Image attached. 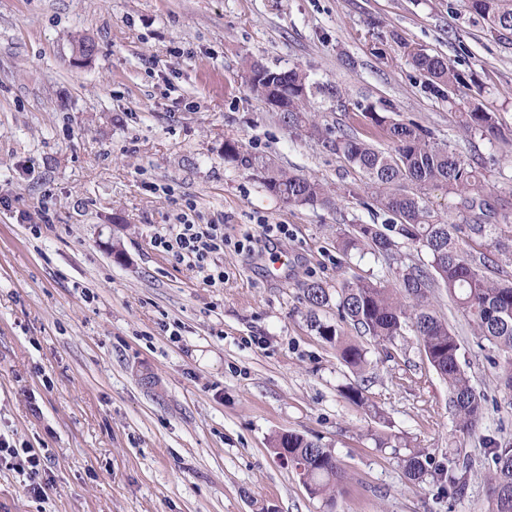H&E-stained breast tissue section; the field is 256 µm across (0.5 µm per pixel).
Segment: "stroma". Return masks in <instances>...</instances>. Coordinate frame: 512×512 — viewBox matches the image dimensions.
<instances>
[{
  "label": "stroma",
  "mask_w": 512,
  "mask_h": 512,
  "mask_svg": "<svg viewBox=\"0 0 512 512\" xmlns=\"http://www.w3.org/2000/svg\"><path fill=\"white\" fill-rule=\"evenodd\" d=\"M409 48L443 56L463 84L437 94ZM250 61L304 70L321 126L386 148L370 104L479 157L495 221L512 224V43L468 0H0V433L39 452L46 483L36 499L0 468V512H484V441L512 434L486 351L436 290L489 401L459 441L448 386L412 330L378 346L343 324L368 350L360 373L312 330L305 283L393 275L371 252L343 254L337 227L392 217L365 206L358 169L250 92ZM476 105L501 138L459 128ZM228 139L339 191L335 207L282 203L225 158ZM185 212L233 239L260 222L289 236L225 249L212 288L152 243ZM350 384L368 407L345 398ZM288 431L345 468L334 504L273 453ZM452 452L473 464L463 497L407 478L409 455L436 465Z\"/></svg>",
  "instance_id": "stroma-1"
}]
</instances>
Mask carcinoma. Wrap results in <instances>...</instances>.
Returning <instances> with one entry per match:
<instances>
[{
  "label": "carcinoma",
  "mask_w": 512,
  "mask_h": 512,
  "mask_svg": "<svg viewBox=\"0 0 512 512\" xmlns=\"http://www.w3.org/2000/svg\"><path fill=\"white\" fill-rule=\"evenodd\" d=\"M471 9L500 40L512 39V0H469ZM411 65L422 72L433 89L442 92L462 81V74L437 55L416 49ZM246 79L252 93L265 99L278 90L286 110L276 113L292 131H304L328 145L356 167L365 179L372 204L397 218L393 224H354L339 231L343 250L368 249L395 267L392 281L345 280L336 291V315L384 346L411 328L419 336L426 358L448 383V408L452 415V438L463 440L475 433L483 418L486 398L476 394L461 364L458 336L433 309L429 298L444 288L448 301L467 319L478 346L495 371L497 388L512 395V278L493 279L487 274L486 253L474 244L512 254V224H491L494 214L491 193L478 163L433 140L430 130L408 121H397L368 105L362 108L379 128L389 148L379 149L362 140L350 128L321 127L307 111L311 85L303 70L265 68V75ZM460 123L469 133L493 140L501 136L492 112L475 108L460 113ZM224 156L245 170L262 174L265 189L290 205H335L333 194L319 181L287 173L270 162L259 163L232 140L224 142ZM426 188L443 189L458 199L455 216L434 215ZM408 243L425 253L427 261L404 263L399 245ZM310 312V326L329 342L336 343L342 360L363 371L368 366L367 349L343 336L340 326L324 323L316 312L331 302L329 289L311 280L303 289ZM288 445V453L305 468V486L311 495L334 504L341 492L345 472L332 449L319 441L289 432L273 440V450ZM492 468L489 474L488 508L485 512H512V441L487 440ZM429 461L418 456L404 460L409 480L420 482L429 475ZM471 463L448 456V468L438 470L448 482V498L461 495L468 482Z\"/></svg>",
  "instance_id": "1"
}]
</instances>
